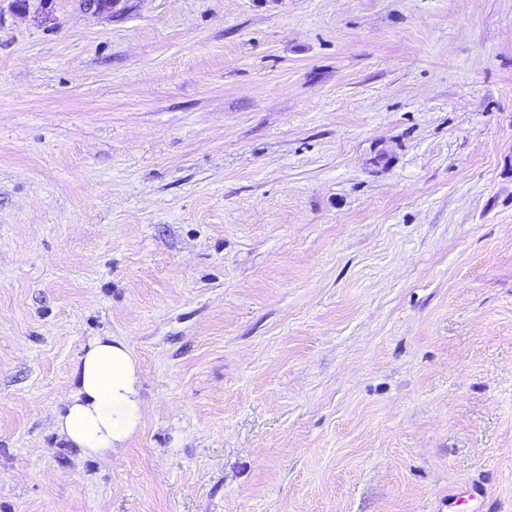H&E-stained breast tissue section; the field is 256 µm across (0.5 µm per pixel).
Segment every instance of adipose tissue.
<instances>
[{
  "label": "adipose tissue",
  "mask_w": 512,
  "mask_h": 512,
  "mask_svg": "<svg viewBox=\"0 0 512 512\" xmlns=\"http://www.w3.org/2000/svg\"><path fill=\"white\" fill-rule=\"evenodd\" d=\"M145 413L137 363L128 341L100 336L76 358L71 392L55 424L85 453L104 455L125 447Z\"/></svg>",
  "instance_id": "obj_1"
}]
</instances>
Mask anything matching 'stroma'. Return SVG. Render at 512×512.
Wrapping results in <instances>:
<instances>
[{"instance_id": "35a3bbf8", "label": "stroma", "mask_w": 512, "mask_h": 512, "mask_svg": "<svg viewBox=\"0 0 512 512\" xmlns=\"http://www.w3.org/2000/svg\"><path fill=\"white\" fill-rule=\"evenodd\" d=\"M128 340L117 455L54 417ZM512 512V0H0V512ZM485 489L478 484L466 485L458 488L448 498V508L457 507L459 503L470 504V512H483L485 504Z\"/></svg>"}]
</instances>
